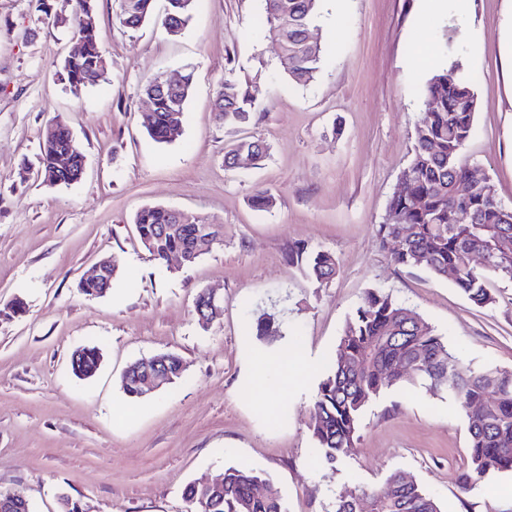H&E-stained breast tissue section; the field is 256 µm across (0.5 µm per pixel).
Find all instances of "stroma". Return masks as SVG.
<instances>
[{
    "label": "stroma",
    "instance_id": "1",
    "mask_svg": "<svg viewBox=\"0 0 512 512\" xmlns=\"http://www.w3.org/2000/svg\"><path fill=\"white\" fill-rule=\"evenodd\" d=\"M61 5L0 0V490L22 491L32 512H58L63 494L85 512H189L187 483L240 465L269 475L287 512H334L339 494L379 489L401 471L442 512H512L510 472L459 489L466 420L447 394L384 390L362 413L355 452L333 465L317 460L309 430L322 372L372 290L435 326L457 366L512 369V283L489 279L495 301L478 307L452 280L394 263L377 233L413 156L422 92L455 65L477 76L467 162L512 207V91L497 52L512 35V0H468L459 13L422 0H322L326 49L305 85L285 75L259 23L263 0H195L175 36L162 24L165 0L134 31L120 25L116 0H96L109 79L78 95L59 76L76 40L67 25L41 21ZM188 67L197 79L183 133L157 143L143 126L142 89ZM230 73L256 97L245 131L212 110ZM58 121L85 168L49 188L35 176L37 152ZM245 132L265 140V161L225 169V147ZM258 190L273 209L251 207ZM147 205L223 225L224 240L193 264L157 263L131 224ZM296 241L332 252L336 277L320 284L289 265ZM104 254L119 259L112 291L87 297L81 274ZM203 289L223 297L221 321L198 322ZM265 311L281 333L260 340L249 325ZM93 345L98 371L75 377L73 352ZM288 347L310 365L307 377L273 371L252 385L251 361ZM160 353L182 358L183 379L127 398L125 368Z\"/></svg>",
    "mask_w": 512,
    "mask_h": 512
}]
</instances>
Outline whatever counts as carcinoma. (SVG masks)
<instances>
[{
	"mask_svg": "<svg viewBox=\"0 0 512 512\" xmlns=\"http://www.w3.org/2000/svg\"><path fill=\"white\" fill-rule=\"evenodd\" d=\"M69 23L82 49L66 56L60 64L64 80L74 93L108 79L106 49L100 32L91 30L82 17L94 10L95 0H72ZM123 27L136 30L154 13L155 0H117ZM263 24L276 41L288 76L306 83L319 71L324 45L315 24L319 0H264ZM194 0H166L164 27L183 29L191 19ZM196 81L195 71L182 73L176 87L164 85L159 75L143 88L152 104L145 128L158 143H169L181 132L185 106ZM423 112L416 131L413 159L403 172L404 184L389 203V211L400 224H381L382 242L394 244V261L403 267L423 268L434 276L453 271V283L475 305L493 303L487 275L512 281V249H500L512 240V208L501 204L494 184L473 188L469 196L456 194V185L466 174L463 151L470 140L478 101L475 78L462 74L448 80V73L434 75L426 86ZM214 111L227 127L242 128L253 123L255 99L247 84L226 78L216 91ZM69 156L70 169L63 184L77 179L84 167V154L66 125L57 122L39 142L36 175L48 177L56 156ZM246 154L258 164L267 147L256 136L235 140L224 152V166L236 168L235 158ZM139 239L154 260L163 263L171 253H180L185 263H194L224 238L220 225L200 224L193 218L177 220L174 210L150 205L134 218ZM407 234L402 235L399 228ZM487 253L489 266L483 273L470 257ZM288 263L318 283L332 280L338 271L333 253L296 243L288 250ZM113 281L78 285L82 294L97 298L112 288ZM257 336H274L279 322L263 313L251 324ZM452 355L443 337L419 314L389 294H367L356 314L347 321L338 353L325 368L310 409L309 428L319 461L332 464L352 454L359 438L361 415L385 389L420 385L427 391L446 393L464 410L469 434V453L459 480L463 492L481 479L512 471V370L494 365L459 369L450 364ZM163 368L171 382L185 372L182 359L163 355ZM100 365L99 349L75 351L72 373L90 377ZM141 362L130 364L121 378L123 393L142 398ZM264 483L270 491L255 496L252 489ZM190 512H286L283 497L263 473L247 467L224 469L219 491L191 482L183 489ZM0 512H31L30 504L17 490H0ZM335 512H441L437 500L413 478L389 474L382 489L361 490L336 500Z\"/></svg>",
	"mask_w": 512,
	"mask_h": 512,
	"instance_id": "1",
	"label": "carcinoma"
}]
</instances>
